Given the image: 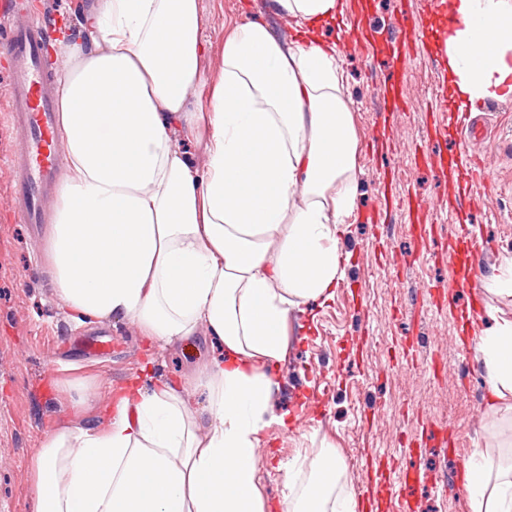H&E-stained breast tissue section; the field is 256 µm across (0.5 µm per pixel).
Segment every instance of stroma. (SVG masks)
I'll return each instance as SVG.
<instances>
[{"instance_id": "obj_1", "label": "stroma", "mask_w": 512, "mask_h": 512, "mask_svg": "<svg viewBox=\"0 0 512 512\" xmlns=\"http://www.w3.org/2000/svg\"><path fill=\"white\" fill-rule=\"evenodd\" d=\"M342 14L362 21L373 53L356 44L341 46L337 63L344 94L352 102L357 147L358 192L353 224L341 245L350 255L346 276L334 298L291 321L287 356L274 395L288 414L286 425H271L259 449L261 489L268 506L284 491L289 463L313 457L321 440L335 446L345 463L343 484L369 488L372 512H472L462 484L452 475L457 456L436 446L418 448L423 428L448 429L462 452L485 447L495 423L487 410V386L477 360H465L456 337L479 336L481 326L461 319L466 289L435 308L425 284L448 282V266L418 252L416 235L432 226L436 236L454 235L468 215L473 230L492 249L487 273L512 264V96L475 105L491 116L488 137L479 146L488 182H457L416 159L423 147L454 152L461 104L452 99L443 120L446 140L435 141L429 112L446 74L440 44L448 33L441 0H339ZM265 0H199L202 34L210 51L205 77L220 65V50L234 26L264 16ZM408 13L434 36L393 51L391 37L400 13ZM413 103L410 112L384 111L390 88ZM14 131L0 115V512H32L30 463L45 435L62 425L95 423L112 390L131 378L144 388L181 384L195 409L207 404L200 376L219 346L196 336L158 349L128 320L70 319L55 295L48 268L49 230L35 232L12 206L14 174L7 157ZM395 170L396 192L416 200L411 209L386 212L383 175ZM481 206L469 207L472 197ZM107 353L89 357L98 343ZM58 369L49 372V358ZM91 386L92 396L72 407L68 384ZM420 465L426 478L398 498L400 470Z\"/></svg>"}]
</instances>
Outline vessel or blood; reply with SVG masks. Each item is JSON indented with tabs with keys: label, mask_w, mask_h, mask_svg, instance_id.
I'll list each match as a JSON object with an SVG mask.
<instances>
[{
	"label": "vessel or blood",
	"mask_w": 512,
	"mask_h": 512,
	"mask_svg": "<svg viewBox=\"0 0 512 512\" xmlns=\"http://www.w3.org/2000/svg\"><path fill=\"white\" fill-rule=\"evenodd\" d=\"M0 13L11 19L10 26L0 31V56L7 61L0 76L7 81L6 111L17 133L8 156L15 173L12 194L20 219L42 224L47 217L46 203L57 186L63 153L56 136V80L45 59L55 29L32 0H0ZM476 141L473 122L463 121L462 137L450 165L471 181L486 176L479 158L469 152ZM458 234L471 261L460 271L455 285L478 287L486 269L485 243L471 234L468 224H459Z\"/></svg>",
	"instance_id": "b4317fda"
}]
</instances>
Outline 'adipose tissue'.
I'll return each mask as SVG.
<instances>
[{
	"label": "adipose tissue",
	"mask_w": 512,
	"mask_h": 512,
	"mask_svg": "<svg viewBox=\"0 0 512 512\" xmlns=\"http://www.w3.org/2000/svg\"><path fill=\"white\" fill-rule=\"evenodd\" d=\"M301 30L261 19L224 39L201 103L197 0H96L59 69L65 175L48 248L59 301L76 322L129 319L166 348L198 333L223 356L191 409L181 387L118 388L87 427L49 432L30 468L34 512H266L263 432L290 317L333 298L349 255L357 138L336 47L315 31L338 0H267ZM444 44L465 103L512 95V0H451ZM494 36L475 46L476 28ZM206 132L194 166L172 133ZM478 362L492 415H512V317L488 307ZM343 460L322 446L289 469L283 512H356ZM472 512H512V463L476 451Z\"/></svg>",
	"instance_id": "obj_1"
}]
</instances>
